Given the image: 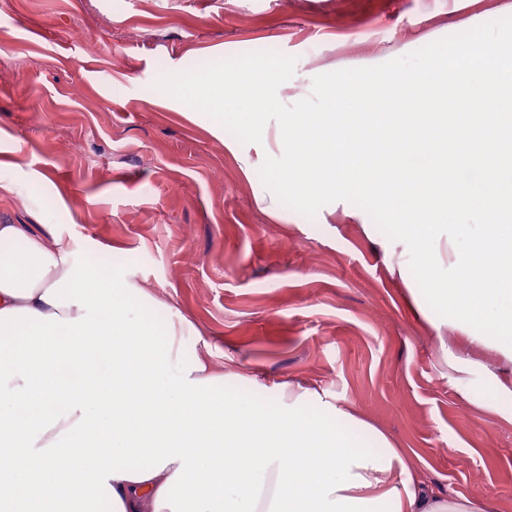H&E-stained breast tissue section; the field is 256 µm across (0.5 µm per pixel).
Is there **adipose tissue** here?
I'll return each mask as SVG.
<instances>
[{
	"label": "adipose tissue",
	"mask_w": 512,
	"mask_h": 512,
	"mask_svg": "<svg viewBox=\"0 0 512 512\" xmlns=\"http://www.w3.org/2000/svg\"><path fill=\"white\" fill-rule=\"evenodd\" d=\"M96 255L77 266L59 233L0 224L9 512H484L438 501L382 430L307 384L216 373L128 256Z\"/></svg>",
	"instance_id": "obj_1"
}]
</instances>
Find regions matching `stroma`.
<instances>
[{"instance_id": "stroma-1", "label": "stroma", "mask_w": 512, "mask_h": 512, "mask_svg": "<svg viewBox=\"0 0 512 512\" xmlns=\"http://www.w3.org/2000/svg\"><path fill=\"white\" fill-rule=\"evenodd\" d=\"M512 0H0V222L51 224L82 265L129 253L130 280L211 347L215 371L260 386L314 383L407 453L440 497L512 512V422L492 409L512 361L434 328L393 267L407 245L372 240L346 204L323 217L266 210L241 157L279 156L269 121L230 153L181 101L155 102L193 55L266 44L294 56L285 105L315 76L380 65L475 27ZM80 26L83 40L69 31ZM471 360L458 370L447 352Z\"/></svg>"}]
</instances>
